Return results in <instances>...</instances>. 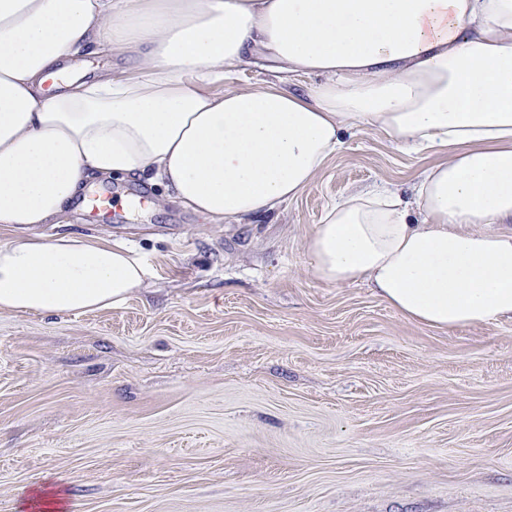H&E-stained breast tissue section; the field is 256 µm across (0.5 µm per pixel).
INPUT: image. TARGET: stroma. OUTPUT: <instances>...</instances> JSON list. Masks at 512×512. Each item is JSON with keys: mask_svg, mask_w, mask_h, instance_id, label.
<instances>
[{"mask_svg": "<svg viewBox=\"0 0 512 512\" xmlns=\"http://www.w3.org/2000/svg\"><path fill=\"white\" fill-rule=\"evenodd\" d=\"M434 156L348 132L277 216L211 224L142 195L61 226L154 275L120 308L0 312V512H512V319L448 331L314 277L324 207Z\"/></svg>", "mask_w": 512, "mask_h": 512, "instance_id": "1", "label": "stroma"}]
</instances>
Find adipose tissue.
Returning <instances> with one entry per match:
<instances>
[{"mask_svg": "<svg viewBox=\"0 0 512 512\" xmlns=\"http://www.w3.org/2000/svg\"><path fill=\"white\" fill-rule=\"evenodd\" d=\"M88 52L132 69L70 79ZM255 55L276 83L221 90ZM348 129L440 158L411 196L328 204L305 242L316 278L434 329L512 318V0H0V227L18 230L0 312L117 308L148 281L131 247L36 233L93 180L240 224L296 198Z\"/></svg>", "mask_w": 512, "mask_h": 512, "instance_id": "1", "label": "adipose tissue"}]
</instances>
